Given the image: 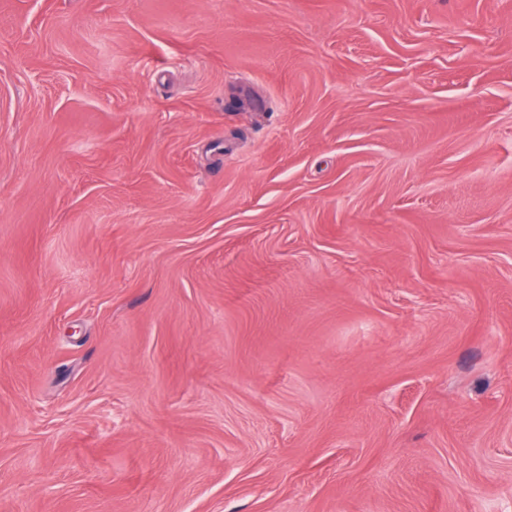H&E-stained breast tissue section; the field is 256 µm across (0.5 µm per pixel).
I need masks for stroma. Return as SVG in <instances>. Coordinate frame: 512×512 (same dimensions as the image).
Instances as JSON below:
<instances>
[{
  "instance_id": "1",
  "label": "stroma",
  "mask_w": 512,
  "mask_h": 512,
  "mask_svg": "<svg viewBox=\"0 0 512 512\" xmlns=\"http://www.w3.org/2000/svg\"><path fill=\"white\" fill-rule=\"evenodd\" d=\"M0 512H512V0H0Z\"/></svg>"
}]
</instances>
